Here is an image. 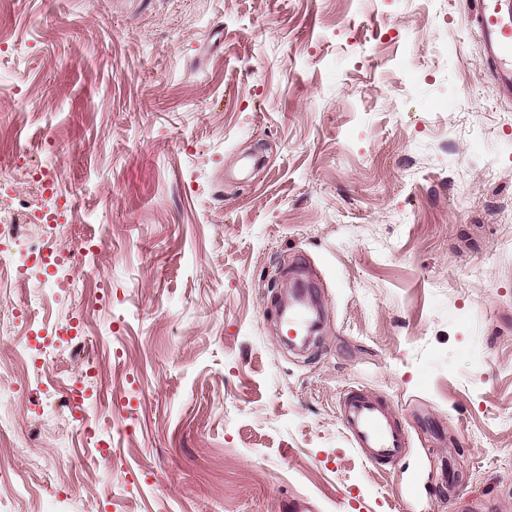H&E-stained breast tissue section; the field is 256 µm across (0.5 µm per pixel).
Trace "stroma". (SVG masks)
Wrapping results in <instances>:
<instances>
[{
    "instance_id": "35a3bbf8",
    "label": "stroma",
    "mask_w": 512,
    "mask_h": 512,
    "mask_svg": "<svg viewBox=\"0 0 512 512\" xmlns=\"http://www.w3.org/2000/svg\"><path fill=\"white\" fill-rule=\"evenodd\" d=\"M466 12L0 0V194L69 203L0 283V512H512V97ZM346 429L356 446L373 466L396 459L409 446L406 430L393 417L389 407L349 387L342 397Z\"/></svg>"
}]
</instances>
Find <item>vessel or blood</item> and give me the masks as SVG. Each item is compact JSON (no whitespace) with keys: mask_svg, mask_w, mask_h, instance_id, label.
<instances>
[{"mask_svg":"<svg viewBox=\"0 0 512 512\" xmlns=\"http://www.w3.org/2000/svg\"><path fill=\"white\" fill-rule=\"evenodd\" d=\"M468 19L477 32L484 61L503 94L512 93V0H470ZM346 429L369 464L397 458L408 447L406 430L383 402L360 389L347 388L342 397Z\"/></svg>","mask_w":512,"mask_h":512,"instance_id":"b4317fda","label":"vessel or blood"}]
</instances>
